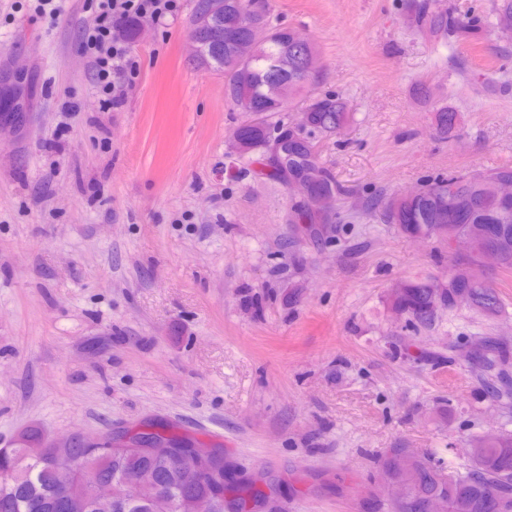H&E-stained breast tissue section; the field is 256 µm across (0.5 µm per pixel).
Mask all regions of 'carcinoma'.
Returning <instances> with one entry per match:
<instances>
[{"instance_id":"obj_1","label":"carcinoma","mask_w":512,"mask_h":512,"mask_svg":"<svg viewBox=\"0 0 512 512\" xmlns=\"http://www.w3.org/2000/svg\"><path fill=\"white\" fill-rule=\"evenodd\" d=\"M263 24L270 38L261 46V53L252 65L238 67L226 49H210L195 64L216 73H224V95L238 110L243 100L255 102L263 116L242 128L251 150L266 148L273 137L275 126L269 116L286 112L301 103L298 84L303 77V58L288 52V70L270 69V61L285 47L291 46L294 32L271 25L270 12H265ZM429 28L444 27L452 36L470 37L474 24L470 18H456L447 23L441 15L428 19ZM304 128L309 131L336 133L351 119L347 103L333 94L317 95L308 99L302 109ZM434 121L444 133L455 129L458 113L440 107L434 112ZM299 165L314 171L316 179L311 191L316 194L339 195L340 187L321 165L313 143L304 137ZM512 178V166L503 165L476 174H455L430 179L424 184L423 195L403 199L393 195L379 206L380 218L393 224L404 236L425 235L447 242L451 229L470 237L473 252L469 256H453L446 278L416 277L400 285L402 296H385L386 307L408 302L411 304L405 327L414 332L428 330L442 314L453 308L452 297L459 290L470 295L469 309L486 318L503 313L502 299L489 279L471 280L467 269L476 257L490 246L483 236L482 226L498 224L507 241L504 269H512V203L506 204L494 195L492 186L502 179ZM460 362L477 367L497 382L494 392L499 400L512 398L504 367L509 349L499 342L480 338L458 356ZM470 446L479 452L477 459L457 456L444 459H416L406 489L400 491L403 499L391 505V512H424L428 502L441 497L448 503V512H456L459 501L467 504V512H503L502 505L512 501V431H503L496 437L474 436ZM83 464L70 481L61 480L54 469L55 450L46 448L41 455L31 457L24 444L17 441L11 448H0V512H64L62 499L72 493L84 500L85 512H99L102 499L112 502V512H150V504L159 495L166 494L175 501L187 496L210 499L216 512H224V457L219 454L190 474L179 463L170 448H115L112 439L94 449L80 448ZM406 448H395L380 463L382 474L392 480L398 476L397 463ZM144 481L142 498L128 503L121 497V487L129 480Z\"/></svg>"}]
</instances>
